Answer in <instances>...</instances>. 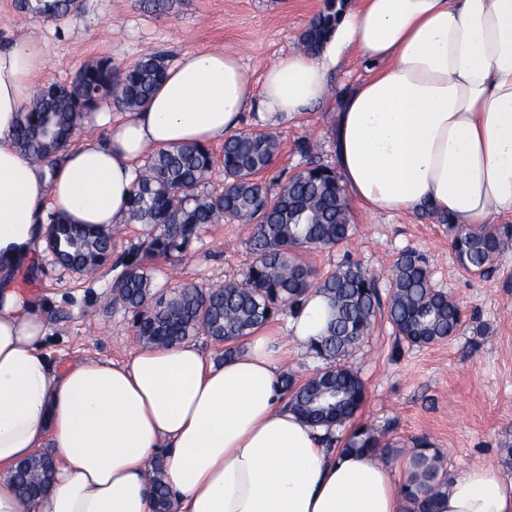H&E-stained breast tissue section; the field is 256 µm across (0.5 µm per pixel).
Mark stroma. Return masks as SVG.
I'll list each match as a JSON object with an SVG mask.
<instances>
[{
  "instance_id": "obj_1",
  "label": "stroma",
  "mask_w": 512,
  "mask_h": 512,
  "mask_svg": "<svg viewBox=\"0 0 512 512\" xmlns=\"http://www.w3.org/2000/svg\"><path fill=\"white\" fill-rule=\"evenodd\" d=\"M323 0H177L165 13L146 12L141 0H81L73 15L51 21L21 12L16 0H0V48L38 39L47 65L40 83H69L87 63L112 58L119 68L150 54L175 62L186 50L221 49L240 57L250 85L264 70L297 50L298 38ZM332 104L279 119L270 133L280 151L260 178L274 187L306 160L297 149L309 141L317 161L334 165L328 135ZM349 237L332 248L307 251L315 275L344 260L359 262L388 294L396 260L413 250L428 260L431 288L462 308L463 325L450 338L426 346L400 341L387 317L344 358L364 381L367 396L356 423L380 431L390 446L383 460L405 470L412 448L428 442L443 457L447 475L484 464L512 479V250L489 273L465 270L448 229L420 212H371L350 202ZM248 225L227 221L202 228L186 251L146 260L157 293L186 285L203 289L241 280L255 254ZM120 273L108 264L92 275L66 270L42 250L33 270L17 275L47 319L43 350L52 366L83 360L122 363L141 347L133 314L112 300Z\"/></svg>"
}]
</instances>
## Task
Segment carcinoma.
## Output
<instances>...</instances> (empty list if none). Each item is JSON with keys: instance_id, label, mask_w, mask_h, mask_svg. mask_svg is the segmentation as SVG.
<instances>
[{"instance_id": "1", "label": "carcinoma", "mask_w": 512, "mask_h": 512, "mask_svg": "<svg viewBox=\"0 0 512 512\" xmlns=\"http://www.w3.org/2000/svg\"><path fill=\"white\" fill-rule=\"evenodd\" d=\"M18 8L46 20L75 13L77 0H17ZM344 4L324 0L323 8L309 21L299 39L300 49L317 50L334 31ZM166 64L151 55L118 72L112 59L106 66H84L76 79L59 91L34 93L20 113L16 145L33 160L42 162L69 146L90 105L112 102L125 111L143 106L160 85ZM280 148L269 132L240 133L224 139V191L202 194L215 165L210 148L181 144L152 154L139 171L129 199L130 221L159 229L141 244L145 257H169L188 247L199 228L234 219L252 226L250 243L256 262L242 280L206 290L185 286L169 296L156 295L147 268L138 259L112 285L113 301L135 313L139 338L147 345H169L199 333L218 342H236L251 336L288 310L298 313L310 291L329 302L332 316L325 332L310 342L318 356L331 363L298 384L281 376L280 391L288 407L306 422L327 433L352 419L365 401L361 378L340 363L349 349L362 340L378 312L381 295L377 280L353 261L331 273L313 278V270L297 252L333 247L349 236V203L336 170L311 160V145L303 140L299 152L305 167L290 176L276 194L259 175L272 163ZM434 219L448 226L452 248L461 265L484 273L501 253L512 248V228L484 224L478 228L454 223L447 216ZM56 262L67 269L91 273L112 254L113 232L71 224L50 216L47 235ZM389 317L398 335L415 345H426L454 335L462 326V310L447 293L429 285L427 259L408 251L397 260L389 282ZM383 434L358 425L344 448L373 455L389 452ZM52 461L42 455L21 463L13 478L21 494L49 484ZM409 512H435L436 500L447 494L441 457L422 444L409 460L405 485Z\"/></svg>"}]
</instances>
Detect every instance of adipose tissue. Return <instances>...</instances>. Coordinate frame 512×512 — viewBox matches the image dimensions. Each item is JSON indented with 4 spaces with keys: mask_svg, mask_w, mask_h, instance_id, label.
I'll list each match as a JSON object with an SVG mask.
<instances>
[{
    "mask_svg": "<svg viewBox=\"0 0 512 512\" xmlns=\"http://www.w3.org/2000/svg\"><path fill=\"white\" fill-rule=\"evenodd\" d=\"M352 57L369 76L340 96L330 133L349 196L369 210L427 208L468 226L512 215V0H357L318 53H289L255 90L237 55L184 51L104 139L43 163L14 135L44 48L27 39L0 50V512H154L159 456L170 512H407L394 470L326 443L283 404L271 332L218 366L184 342L57 371L42 350L47 324L16 283L44 246L49 214L128 223L148 152L223 142L252 111L265 121L310 111ZM328 314L309 294L291 336L310 343ZM46 448L55 479L23 500L10 474ZM437 512H512V479L467 467L449 478Z\"/></svg>",
    "mask_w": 512,
    "mask_h": 512,
    "instance_id": "adipose-tissue-1",
    "label": "adipose tissue"
}]
</instances>
